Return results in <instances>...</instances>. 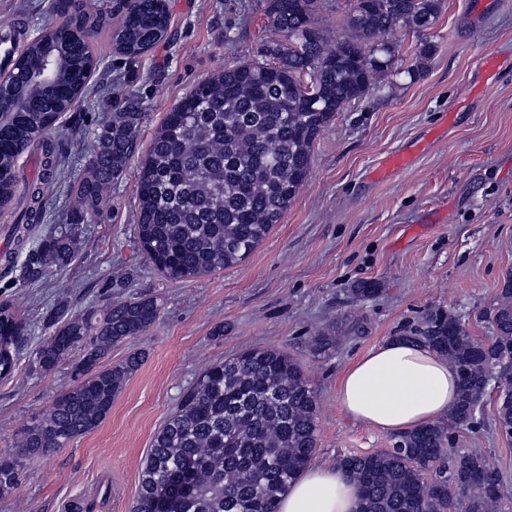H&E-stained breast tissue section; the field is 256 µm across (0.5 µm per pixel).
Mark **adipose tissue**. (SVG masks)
I'll list each match as a JSON object with an SVG mask.
<instances>
[{"instance_id": "ef3b65f1", "label": "adipose tissue", "mask_w": 512, "mask_h": 512, "mask_svg": "<svg viewBox=\"0 0 512 512\" xmlns=\"http://www.w3.org/2000/svg\"><path fill=\"white\" fill-rule=\"evenodd\" d=\"M457 373L429 348L393 338L353 361L338 382L343 412L369 428L403 433L445 420ZM357 485L337 466H310L281 495L279 512H358Z\"/></svg>"}]
</instances>
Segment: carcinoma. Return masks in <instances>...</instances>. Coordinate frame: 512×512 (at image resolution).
I'll return each instance as SVG.
<instances>
[{
    "label": "carcinoma",
    "instance_id": "1",
    "mask_svg": "<svg viewBox=\"0 0 512 512\" xmlns=\"http://www.w3.org/2000/svg\"><path fill=\"white\" fill-rule=\"evenodd\" d=\"M318 0H271L268 15L288 44L270 43L272 62L244 63L199 83L156 128L137 174L139 250L166 279L188 281L246 260L270 233L305 183L314 142L336 113L362 98L379 74L392 71L398 29L436 20L440 0H353L349 34L329 40L316 26ZM111 29L117 51L138 57L167 39L166 0H121ZM60 18L30 37L8 70L0 97V212L26 202L17 224H38L46 192L58 182L60 159L47 135L84 96L96 67L89 38L100 27L86 0H51ZM308 74L311 86L302 82ZM146 114L127 99L96 135L88 173L69 189V222L39 241L26 265L30 280L69 264L82 225L97 224L105 196L138 147ZM39 146V181L20 178L17 162ZM161 305L131 297L98 311L75 313L58 304L54 333L35 352L48 373L73 351L74 384L15 436V453L0 456V496L19 485L23 460L46 456L96 429L139 369L143 354L103 367L112 347L146 333ZM494 335L470 336L450 313L427 312L406 339L448 358L458 395L448 423L402 433L392 448L344 456L338 465L360 491L359 512H501L512 486L482 450L450 455V428L473 423L487 393L490 369L512 377V273L486 312ZM23 318L0 303V378L11 377ZM318 406L300 365L275 349H252L215 363L187 388L156 432L141 468L132 512H151L156 494L178 489L171 512H278L288 484L315 454ZM497 423L512 437V400L499 401Z\"/></svg>",
    "mask_w": 512,
    "mask_h": 512
}]
</instances>
